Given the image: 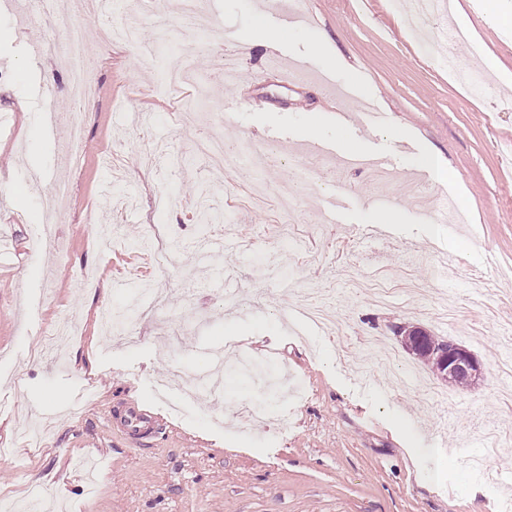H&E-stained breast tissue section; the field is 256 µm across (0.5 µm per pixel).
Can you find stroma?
Wrapping results in <instances>:
<instances>
[{
	"label": "stroma",
	"instance_id": "stroma-1",
	"mask_svg": "<svg viewBox=\"0 0 512 512\" xmlns=\"http://www.w3.org/2000/svg\"><path fill=\"white\" fill-rule=\"evenodd\" d=\"M262 2L201 0L214 12L203 33L182 26L179 0L146 13L140 39L156 45L158 62L119 40L98 53L97 98L82 112L85 141L70 160L40 132L41 103L72 109L57 93L66 74L48 53L32 58L42 26L0 11V72L9 75L0 82V499L39 485L51 487L58 512H503L512 460H491L500 483L483 485L474 432L490 416L512 434V379L495 369L512 324V166L502 162L512 151V0H455L433 25L467 38L429 47L409 36L395 0H287L313 18L294 27ZM272 32L280 41L264 47ZM183 45L195 82L164 92L162 74ZM448 52L484 83L465 86L441 67ZM229 54L247 93L224 89ZM275 54L306 63L298 85L279 81ZM333 81L356 93L349 124L338 118ZM183 97L203 113L230 102L224 140L274 150L268 179L305 175L294 213L250 196L247 163L218 172L198 160L194 142L212 129L183 128ZM340 127L398 172L442 157L453 176L430 186L457 200L466 223L452 230L428 219L400 183L380 186L369 171L336 178L335 156L311 170L306 145H337ZM59 185L55 245L33 253ZM160 194L173 205L158 216L165 231L154 241ZM386 210L397 223L367 236ZM209 238L223 239L224 256L200 272L196 251ZM162 246L176 272L165 301L114 287L152 280ZM448 251L458 263L446 275ZM449 297L463 304L454 327L438 318ZM308 300L335 310V331L284 328ZM107 306L145 308L136 342L103 335ZM62 321L80 334L53 366L42 344ZM409 326L471 350L483 365L479 384L453 386L404 351L399 330ZM228 336L240 345H225ZM368 338L398 351L426 387L394 388ZM220 344L227 361L252 360L255 371L225 369L215 420L178 389L155 391L172 368L205 374L202 350ZM145 400L164 424L145 439L119 432L116 413ZM250 401L268 411L261 425L239 413Z\"/></svg>",
	"mask_w": 512,
	"mask_h": 512
}]
</instances>
